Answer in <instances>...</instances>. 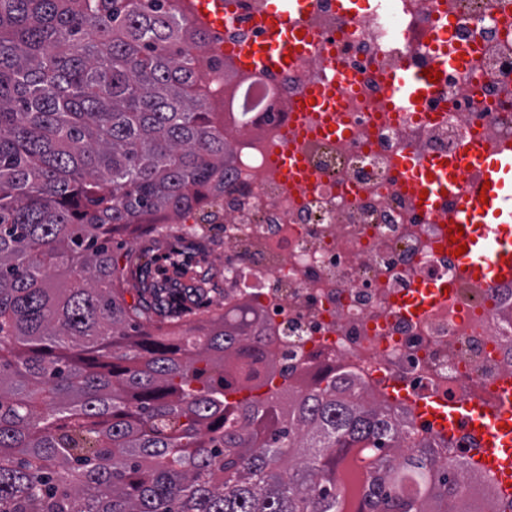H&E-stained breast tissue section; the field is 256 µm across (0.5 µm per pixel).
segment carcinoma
<instances>
[{"label":"carcinoma","instance_id":"carcinoma-1","mask_svg":"<svg viewBox=\"0 0 512 512\" xmlns=\"http://www.w3.org/2000/svg\"><path fill=\"white\" fill-rule=\"evenodd\" d=\"M167 2L0 0V512H458L474 465L399 447L390 406L333 377L240 398L247 318L164 331L179 291L124 288L115 232L224 191L205 32Z\"/></svg>","mask_w":512,"mask_h":512}]
</instances>
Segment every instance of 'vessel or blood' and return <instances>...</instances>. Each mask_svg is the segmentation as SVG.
<instances>
[{"instance_id":"vessel-or-blood-1","label":"vessel or blood","mask_w":512,"mask_h":512,"mask_svg":"<svg viewBox=\"0 0 512 512\" xmlns=\"http://www.w3.org/2000/svg\"><path fill=\"white\" fill-rule=\"evenodd\" d=\"M314 4L315 0H266L265 8L253 18L258 38L222 46V53L247 74L262 77L287 71L294 57L309 51L314 43L304 25ZM182 6L196 27L213 33L223 31L226 18L233 12L228 0H182ZM455 27L451 19L423 35L433 68L444 74L463 69L473 52L471 45L458 42ZM350 76L347 64L330 62L323 80L297 99L298 112L322 108L325 91L343 93ZM437 89L421 67L406 58L382 80V95L392 111L418 113L427 123L437 116L433 105ZM278 163L291 176L307 173L300 150L283 151ZM398 169L413 196L422 197V211L429 213L452 203L453 223L464 229L462 236L444 244L454 256L450 281L437 286L421 284L420 293L429 297L451 284L467 281H512V140L489 151L474 137L449 157L418 159L407 154ZM473 170L479 176L472 181L468 174ZM460 246L465 249L461 255L456 252ZM386 393L390 401L409 406L418 419L441 435H467L478 447L476 465L500 486L512 485V376L499 378L488 391L463 399H416L405 387L392 383L387 384Z\"/></svg>"}]
</instances>
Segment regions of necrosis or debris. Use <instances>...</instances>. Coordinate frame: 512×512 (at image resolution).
I'll use <instances>...</instances> for the list:
<instances>
[{
	"label": "necrosis or debris",
	"mask_w": 512,
	"mask_h": 512,
	"mask_svg": "<svg viewBox=\"0 0 512 512\" xmlns=\"http://www.w3.org/2000/svg\"><path fill=\"white\" fill-rule=\"evenodd\" d=\"M263 6L237 0L234 22L199 47L219 84L224 193L174 219L181 233L218 231L224 312L254 309L268 337L260 354L226 361L225 374L300 388L347 377L382 404L388 381L416 396L464 397L512 374V282L461 283L428 307L401 310L416 284L447 277L442 238L453 212L419 211L397 170L406 151L449 155L473 136L490 150L512 139V0H397L413 35L403 47L385 36L388 0L353 18L340 15L335 0H317L305 20L313 49L281 75L250 76L218 46L255 38L250 19ZM448 16L459 40L478 39L481 49L439 88L440 120L384 112V73L406 54L431 64L419 36ZM329 56L352 67L335 114L345 137L317 134V112L286 123ZM292 144L307 159V178L287 177L274 164Z\"/></svg>",
	"instance_id": "4bbe7bcc"
}]
</instances>
